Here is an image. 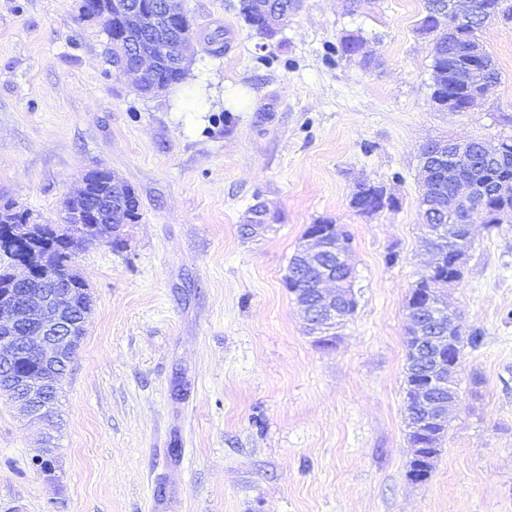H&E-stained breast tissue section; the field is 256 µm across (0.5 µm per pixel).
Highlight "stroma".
Returning <instances> with one entry per match:
<instances>
[{
  "instance_id": "35a3bbf8",
  "label": "stroma",
  "mask_w": 512,
  "mask_h": 512,
  "mask_svg": "<svg viewBox=\"0 0 512 512\" xmlns=\"http://www.w3.org/2000/svg\"><path fill=\"white\" fill-rule=\"evenodd\" d=\"M81 0H0V196L59 223L82 174L129 184L125 243L75 257L93 297L61 383L54 479L43 427L0 400V512H512V224L473 226L448 302L483 341L431 478L407 482V294L428 256L423 144L512 137V30L480 39L502 75L469 112L431 101L423 0H303L267 38L239 0H185L184 83L134 91ZM358 33L368 69L334 47ZM401 206L365 218L356 181ZM263 206L265 230L244 227ZM352 236L358 306L330 349L284 283L308 225Z\"/></svg>"
}]
</instances>
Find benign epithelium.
Listing matches in <instances>:
<instances>
[{"label":"benign epithelium","mask_w":512,"mask_h":512,"mask_svg":"<svg viewBox=\"0 0 512 512\" xmlns=\"http://www.w3.org/2000/svg\"><path fill=\"white\" fill-rule=\"evenodd\" d=\"M83 11L91 15H109L116 22L108 36L112 54V67L119 76L135 78L138 91L147 89L161 92L160 86H148L149 80L161 66L180 68L187 63L185 50L191 42L187 35L189 17L184 0H84ZM475 16L471 11L459 12L453 16H441V28L445 31H460L473 24ZM147 30L151 38L150 48L145 49L138 42V30ZM432 157L439 161L451 159L454 162L448 170L453 180L458 211L464 214L466 223L475 219H487L484 199L472 193L467 176L460 173V167L467 163V143L454 140H439L433 143ZM80 205L78 223L90 230L83 238H99L91 228L98 224L123 225L128 218L122 204L112 196L102 195L93 205L86 203V180H81L79 189L68 195L63 202L61 223H69V207ZM339 227L328 228L316 224L304 234L297 256L303 263L317 272L315 278V305L311 308L307 297L297 291L295 302L310 334L322 339L324 328L334 326L343 319L342 297L336 279V270L350 271V253L336 247ZM457 245L451 249L455 272L446 288L457 286L464 278L473 239L464 232L456 238ZM0 245L10 253L8 268L10 287L0 294V327L9 335L0 336V369L10 376L9 388H0V395L6 396L19 414L30 421L47 422L50 413V390L59 389V376L69 365L68 353L72 348L77 323L73 321L74 308L72 290L66 284L72 281L70 273L57 269L48 258H38L40 251L47 247L46 241L37 234L35 224H14L0 221ZM332 255L336 266L322 263V258ZM34 278L50 282H64L65 286L55 288H28ZM426 298L424 306L430 311L434 322L440 324L435 334L425 336L416 332L415 350L419 356L427 355L425 381L414 393L415 406L421 422L444 421L451 411L458 407L453 396L443 399L442 394L456 386L462 362L457 354L466 329L458 313L446 304L434 300L428 290L414 285L405 305L406 317L417 324L418 299ZM20 357L29 358L43 367L38 378L16 375L10 371L14 361ZM411 461L416 469L408 470L406 478L418 484L422 474L419 470L434 462V453H426L419 446L412 447Z\"/></svg>","instance_id":"benign-epithelium-1"}]
</instances>
